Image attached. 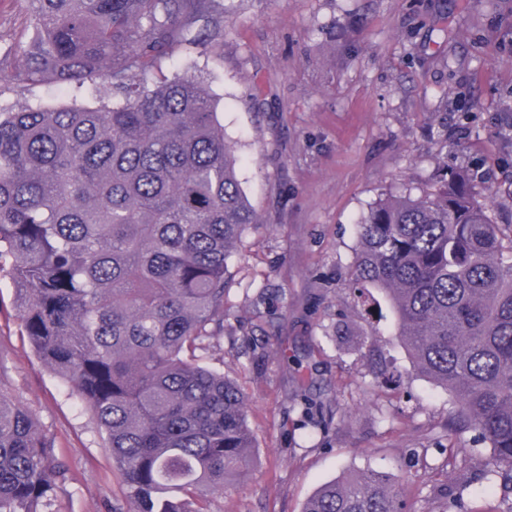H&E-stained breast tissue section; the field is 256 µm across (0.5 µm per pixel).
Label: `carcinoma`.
<instances>
[{
  "mask_svg": "<svg viewBox=\"0 0 512 512\" xmlns=\"http://www.w3.org/2000/svg\"><path fill=\"white\" fill-rule=\"evenodd\" d=\"M29 84L93 81L123 103L0 111V276L22 333L105 434L132 512H209L252 463L246 393L204 359L224 328L228 261L257 223L219 102L192 66L140 76L217 0H22ZM459 173L391 195L360 224L353 283L388 298L415 368L453 395L512 486V236ZM67 466L33 413L0 389V512H52ZM368 471L322 485L302 512H403Z\"/></svg>",
  "mask_w": 512,
  "mask_h": 512,
  "instance_id": "1",
  "label": "carcinoma"
}]
</instances>
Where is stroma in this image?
<instances>
[{"label": "stroma", "mask_w": 512, "mask_h": 512, "mask_svg": "<svg viewBox=\"0 0 512 512\" xmlns=\"http://www.w3.org/2000/svg\"><path fill=\"white\" fill-rule=\"evenodd\" d=\"M220 3L221 42L173 44L146 76L187 59L201 71L258 219L229 261L206 359L248 397L254 467L210 512H301L321 484L367 468L403 484L407 512H503L489 442L450 430L448 390L415 369L385 296L350 277L370 207L432 191L442 167L475 173L494 223L512 225V0ZM31 30L20 0H0L1 109L120 102L104 77L78 92L12 81ZM15 298L0 277V385L68 464L54 512H128L96 424L22 336ZM304 394L322 401L320 424Z\"/></svg>", "instance_id": "obj_1"}]
</instances>
